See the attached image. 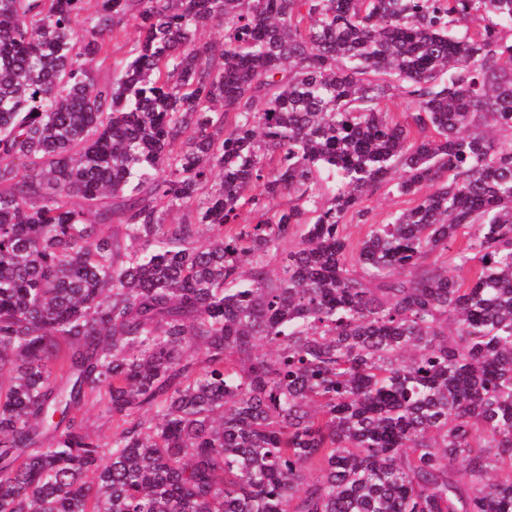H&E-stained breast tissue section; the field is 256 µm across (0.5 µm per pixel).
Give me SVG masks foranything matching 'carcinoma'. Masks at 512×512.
<instances>
[{"label": "carcinoma", "mask_w": 512, "mask_h": 512, "mask_svg": "<svg viewBox=\"0 0 512 512\" xmlns=\"http://www.w3.org/2000/svg\"><path fill=\"white\" fill-rule=\"evenodd\" d=\"M506 28L0 0V512H512ZM137 32L128 28L126 32L116 39L106 38L108 44V59L97 66L96 77L99 81H112V63L114 60H120L126 56L130 46L137 39ZM406 199L408 198H398L392 193H389L386 187L374 190L369 201V222L362 224L353 221L351 224H347L346 233L349 235L351 241L356 244L359 240H362L368 231V224L374 222L380 223L385 220L390 213L407 206V203L404 202ZM87 432L94 437L109 438L112 437V421L111 418L103 411L102 408L96 406L87 410L84 417Z\"/></svg>", "instance_id": "carcinoma-1"}]
</instances>
